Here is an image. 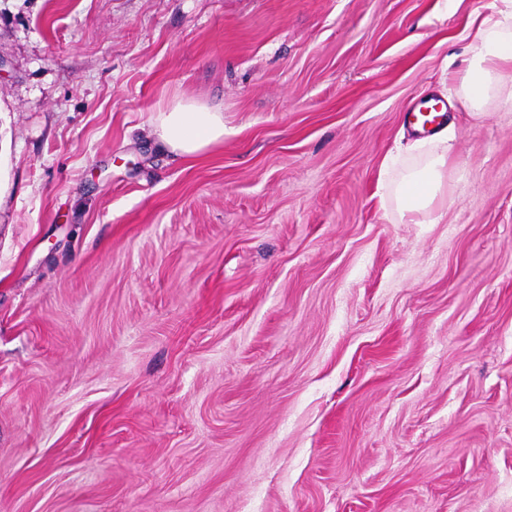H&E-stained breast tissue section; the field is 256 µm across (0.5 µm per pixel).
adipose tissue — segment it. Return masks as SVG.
I'll return each instance as SVG.
<instances>
[{
	"label": "adipose tissue",
	"instance_id": "obj_1",
	"mask_svg": "<svg viewBox=\"0 0 512 512\" xmlns=\"http://www.w3.org/2000/svg\"><path fill=\"white\" fill-rule=\"evenodd\" d=\"M477 34L468 47L461 88L469 111H480L500 91L505 68L512 66V0L486 15H475ZM153 136L171 153L191 158L224 141V114L193 102L176 100L158 109ZM447 155L431 153L420 168L405 171L391 192L400 216L429 211L442 192Z\"/></svg>",
	"mask_w": 512,
	"mask_h": 512
}]
</instances>
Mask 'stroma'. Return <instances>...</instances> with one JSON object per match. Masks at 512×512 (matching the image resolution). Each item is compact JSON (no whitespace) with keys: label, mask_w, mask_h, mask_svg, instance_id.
Here are the masks:
<instances>
[{"label":"stroma","mask_w":512,"mask_h":512,"mask_svg":"<svg viewBox=\"0 0 512 512\" xmlns=\"http://www.w3.org/2000/svg\"><path fill=\"white\" fill-rule=\"evenodd\" d=\"M487 2L0 0V512H512V101L451 62ZM176 99L223 144L149 137ZM434 112H447V104L443 100L437 99L423 101L418 109L417 106L413 109L412 116L415 121H421V126L425 129L428 125L435 124L443 116L434 115ZM151 132L171 153L191 158L224 142V112L175 100L156 111ZM447 161L446 148L432 152L428 162L421 168L405 171L391 188L401 218L429 211L442 192L444 168Z\"/></svg>","instance_id":"35a3bbf8"}]
</instances>
